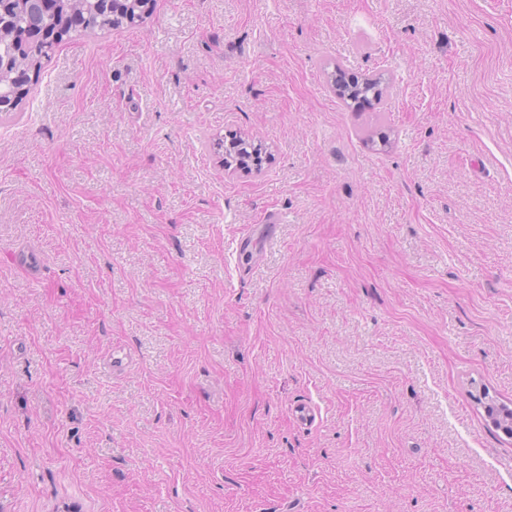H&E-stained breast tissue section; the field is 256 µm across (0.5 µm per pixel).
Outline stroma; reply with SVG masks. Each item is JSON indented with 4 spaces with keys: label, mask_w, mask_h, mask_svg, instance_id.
Returning <instances> with one entry per match:
<instances>
[{
    "label": "stroma",
    "mask_w": 512,
    "mask_h": 512,
    "mask_svg": "<svg viewBox=\"0 0 512 512\" xmlns=\"http://www.w3.org/2000/svg\"><path fill=\"white\" fill-rule=\"evenodd\" d=\"M490 399L512 0H155L0 115V512H512ZM384 78L382 76L359 78L336 71L335 87L337 96L346 104L354 105L366 101L381 100L384 94ZM350 101V102H349ZM229 145L224 148V164L227 163L231 167L237 165L246 170H251L249 168L252 161L260 162L262 151L264 150V153L266 151L261 143L248 141L240 136H235Z\"/></svg>",
    "instance_id": "35a3bbf8"
}]
</instances>
